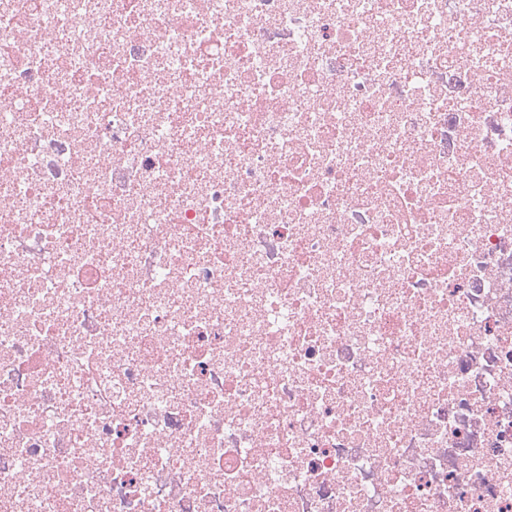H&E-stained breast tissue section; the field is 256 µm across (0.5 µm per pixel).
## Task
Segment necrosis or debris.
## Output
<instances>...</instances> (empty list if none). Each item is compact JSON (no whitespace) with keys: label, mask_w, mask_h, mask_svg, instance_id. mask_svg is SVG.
I'll return each instance as SVG.
<instances>
[{"label":"necrosis or debris","mask_w":512,"mask_h":512,"mask_svg":"<svg viewBox=\"0 0 512 512\" xmlns=\"http://www.w3.org/2000/svg\"><path fill=\"white\" fill-rule=\"evenodd\" d=\"M0 512H512V0H0Z\"/></svg>","instance_id":"obj_1"}]
</instances>
